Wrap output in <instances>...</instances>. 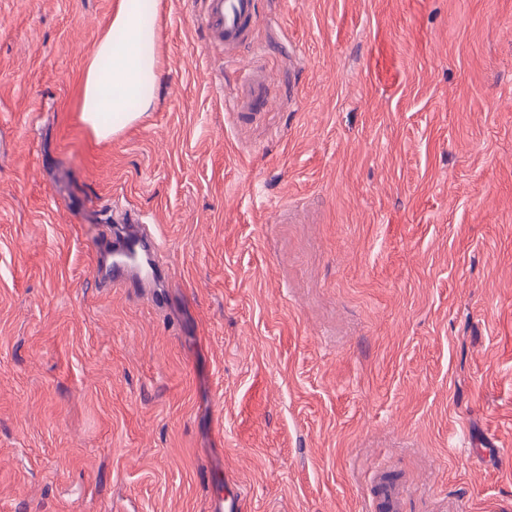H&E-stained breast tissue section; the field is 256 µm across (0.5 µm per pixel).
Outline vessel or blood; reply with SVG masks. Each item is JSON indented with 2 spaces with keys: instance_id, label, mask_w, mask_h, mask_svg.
<instances>
[{
  "instance_id": "vessel-or-blood-1",
  "label": "vessel or blood",
  "mask_w": 512,
  "mask_h": 512,
  "mask_svg": "<svg viewBox=\"0 0 512 512\" xmlns=\"http://www.w3.org/2000/svg\"><path fill=\"white\" fill-rule=\"evenodd\" d=\"M258 17L257 0H203L202 24L209 32L212 44L223 48L229 58L235 57L237 51L252 40ZM267 103L266 74L260 69H251L238 88L233 108L242 113L259 112ZM96 250L99 254L111 255L112 266L105 270L104 276L115 282L129 278L128 257L142 252L149 264L159 262L157 249L134 226L97 241ZM371 484L374 490L371 512H401L404 488L399 479L381 469L374 473Z\"/></svg>"
}]
</instances>
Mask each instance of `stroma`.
Masks as SVG:
<instances>
[{
    "instance_id": "1",
    "label": "stroma",
    "mask_w": 512,
    "mask_h": 512,
    "mask_svg": "<svg viewBox=\"0 0 512 512\" xmlns=\"http://www.w3.org/2000/svg\"><path fill=\"white\" fill-rule=\"evenodd\" d=\"M117 0H0V512H512V0H160L153 107L96 142ZM270 104L231 109L244 74ZM144 217L164 275L105 284ZM258 0H204L201 20L211 43L228 58L253 38L259 17ZM372 512H402L403 484L390 472L377 470L372 477Z\"/></svg>"
}]
</instances>
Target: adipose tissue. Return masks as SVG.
<instances>
[{
    "instance_id": "obj_1",
    "label": "adipose tissue",
    "mask_w": 512,
    "mask_h": 512,
    "mask_svg": "<svg viewBox=\"0 0 512 512\" xmlns=\"http://www.w3.org/2000/svg\"><path fill=\"white\" fill-rule=\"evenodd\" d=\"M157 12V0H118L88 60L79 120L96 141L109 140L139 121L154 101Z\"/></svg>"
}]
</instances>
